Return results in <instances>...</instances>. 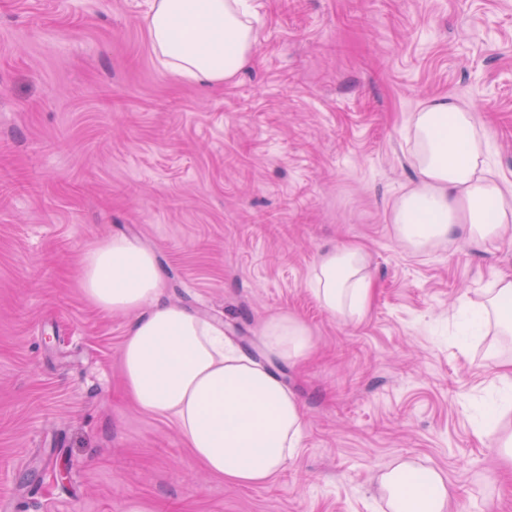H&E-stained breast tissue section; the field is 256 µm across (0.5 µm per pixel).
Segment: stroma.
Returning a JSON list of instances; mask_svg holds the SVG:
<instances>
[{"label": "stroma", "mask_w": 512, "mask_h": 512, "mask_svg": "<svg viewBox=\"0 0 512 512\" xmlns=\"http://www.w3.org/2000/svg\"><path fill=\"white\" fill-rule=\"evenodd\" d=\"M150 5L0 0V505L387 512L376 477L404 456L442 471L453 512H512L501 450L476 434L501 395L489 340L457 319L512 274V238L415 253L389 222L416 179L410 116L436 96L473 106L512 183V0H254L255 56L221 87L159 65ZM115 234L298 397L300 446L271 482L208 475L174 420L125 396L128 318L78 289L84 251ZM339 245L370 256L358 322L308 289ZM280 311L312 332L300 364L263 349Z\"/></svg>", "instance_id": "obj_1"}]
</instances>
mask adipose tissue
<instances>
[{
    "instance_id": "ef3b65f1",
    "label": "adipose tissue",
    "mask_w": 512,
    "mask_h": 512,
    "mask_svg": "<svg viewBox=\"0 0 512 512\" xmlns=\"http://www.w3.org/2000/svg\"><path fill=\"white\" fill-rule=\"evenodd\" d=\"M246 0H152L147 20L154 54L172 74L220 86L254 57L257 33ZM417 180L394 203L395 236L421 252L463 236L491 244L512 227V185L495 181L480 160L489 149L477 112L445 98L427 101L407 126ZM80 288L105 313L130 314L120 359L124 386L143 412L174 419L187 448L211 476L251 486L271 481L299 446L300 402L271 371L227 341L224 326L163 298L153 252L126 236L87 249ZM309 289L331 315L362 319L372 301L362 247L322 254ZM478 329L512 330V278L486 289L465 312ZM261 340L274 357L296 363L312 349L308 326L282 311ZM388 512H450L442 475L412 459L377 480Z\"/></svg>"
}]
</instances>
